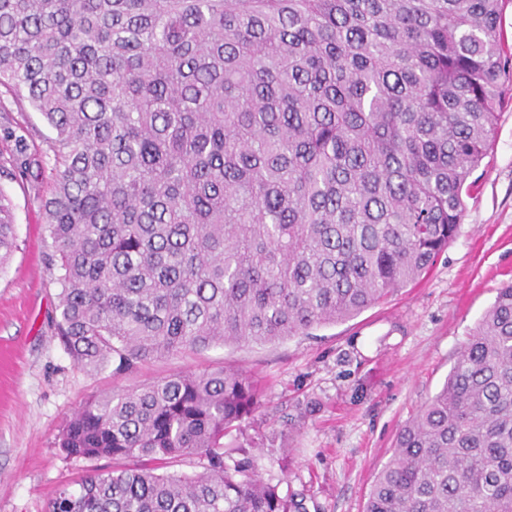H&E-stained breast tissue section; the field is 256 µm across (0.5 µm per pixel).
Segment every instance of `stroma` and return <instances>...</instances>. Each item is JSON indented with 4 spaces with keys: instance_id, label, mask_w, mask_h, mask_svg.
<instances>
[{
    "instance_id": "obj_1",
    "label": "stroma",
    "mask_w": 512,
    "mask_h": 512,
    "mask_svg": "<svg viewBox=\"0 0 512 512\" xmlns=\"http://www.w3.org/2000/svg\"><path fill=\"white\" fill-rule=\"evenodd\" d=\"M52 162L53 133L32 106L0 97V196L18 249L0 271V512H46L63 486L115 460L65 456L57 436L86 400L186 371L239 369L263 404L243 429L273 440L260 451L263 478L303 494L309 512H363L391 458L399 428L445 382L502 283L512 281V81L465 200L457 237L415 283L357 316L268 344L215 345L144 363L134 372L89 374L54 333L59 287L41 200L49 171L21 167L14 138Z\"/></svg>"
}]
</instances>
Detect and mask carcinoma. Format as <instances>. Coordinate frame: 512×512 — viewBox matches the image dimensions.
Returning <instances> with one entry per match:
<instances>
[{
	"label": "carcinoma",
	"mask_w": 512,
	"mask_h": 512,
	"mask_svg": "<svg viewBox=\"0 0 512 512\" xmlns=\"http://www.w3.org/2000/svg\"><path fill=\"white\" fill-rule=\"evenodd\" d=\"M502 0H0V89L54 133L59 317L115 373L345 321L455 237L505 77ZM17 248L0 198V269ZM261 395L225 368L87 401L68 457L123 459L47 512H307L228 430ZM179 457L202 471L162 473ZM364 512H512V282L400 429Z\"/></svg>",
	"instance_id": "1"
}]
</instances>
